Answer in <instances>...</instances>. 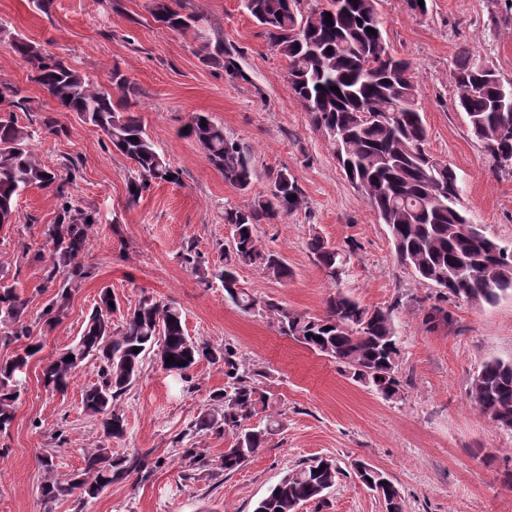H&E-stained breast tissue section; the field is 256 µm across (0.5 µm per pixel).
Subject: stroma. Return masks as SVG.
<instances>
[{"instance_id": "stroma-1", "label": "stroma", "mask_w": 512, "mask_h": 512, "mask_svg": "<svg viewBox=\"0 0 512 512\" xmlns=\"http://www.w3.org/2000/svg\"><path fill=\"white\" fill-rule=\"evenodd\" d=\"M187 7L203 17L212 38L235 51L240 76L204 66L191 35L153 21L150 0H48L42 9L34 0H0V80L17 86L31 106L15 111L20 125H38L51 102L13 50L18 35L94 83L108 85L113 69H120L148 134L181 172L180 183L151 186L132 203L131 165L107 149L97 127L64 114L63 133L34 141L39 160L56 171L66 192L98 215L82 256L89 275L72 289L64 317L52 326L39 315L57 287L47 283L50 261L39 252L59 212L55 193L28 188L16 201V223L0 226V277L17 284L42 344L14 421L0 433V512H253L288 470L317 458L335 459L343 473L325 503L306 504L302 512H383L353 473L358 460L394 482L406 512H512V431L494 428L469 398L485 361H512V298L479 308L418 282L396 261L387 226L346 180L327 138L290 94L285 58L241 0H187ZM378 9L390 49L413 64L429 152L457 172L460 205L470 221L489 238L512 243V176L498 171L470 134L454 106L452 78L457 49L467 45L503 83L512 82V0H430L424 16L407 13L399 0H379ZM195 112L210 113L251 152V192L226 184L201 146L182 135ZM71 162L79 170L74 178ZM282 169L297 178L306 205L258 225L257 235L293 275L280 281L243 266L240 285L307 316L322 314L339 287L363 306L389 311L402 349V387L393 399L354 382L334 359L280 335L272 319L243 312L225 300L223 289L206 287L181 263L190 244L210 267H223L222 246L232 237L225 205L249 206L270 191ZM315 234L350 251L341 281L328 278L310 256L306 243ZM106 288L123 310L148 296L175 304L193 341L232 348L242 363L265 370L261 385L274 394L283 429L244 467L224 473L218 463L232 435L186 433L211 413L212 393L226 384L223 366L199 361L188 386L149 357L119 403L127 434L111 446L122 455L160 460V467L145 480L133 474L113 482L85 502L45 505L38 486L46 462L63 474L80 469L102 431L81 408L85 387L97 380L94 363L63 395L45 390L41 370L79 337ZM436 306L448 312V321L428 322ZM185 447L199 449L208 469L189 470L181 458Z\"/></svg>"}]
</instances>
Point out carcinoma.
Returning <instances> with one entry per match:
<instances>
[{
  "label": "carcinoma",
  "mask_w": 512,
  "mask_h": 512,
  "mask_svg": "<svg viewBox=\"0 0 512 512\" xmlns=\"http://www.w3.org/2000/svg\"><path fill=\"white\" fill-rule=\"evenodd\" d=\"M243 8L263 29L271 46L288 60L287 82L293 97L309 115L311 125L330 141L345 176L367 200L380 223L387 226L400 264L421 282L438 288L476 307L493 306L512 297V247L488 238L477 224L458 208L461 188L448 163L430 155L425 147L427 130L417 102V87L411 62L393 55L385 37L379 0H241ZM331 14L333 24L326 22ZM152 19L180 33H192L199 41V60L227 73L242 76L234 53L224 49L199 25L201 18L186 11L184 0H152ZM376 33L367 32V28ZM14 52L32 68L33 81L53 102V111L70 112L97 127L112 151L132 165L135 177L127 184L130 202L156 183L180 182V172L171 167L127 103H116L112 89L129 88L127 77L115 67L111 86L90 82L63 60L43 53L23 37L15 38ZM470 48H461L453 74L455 106L465 113L472 136L481 142L498 167L512 173V84L505 85ZM339 88L335 93L331 87ZM0 221L16 219L18 196L30 187L54 189L60 200L56 223L48 225L45 246L52 267L47 282L62 274L55 297L42 309L39 319L47 325L59 321L68 305L71 289L87 275L82 263L89 231L96 213L76 205L57 183L56 173L43 165L31 147L42 132L64 131L56 118L45 115L39 130L18 124L10 112L22 108L20 90L0 81ZM185 136L202 147L207 162L233 188L248 192L255 177L251 155L224 133L206 112L193 114L185 124ZM352 169H347V166ZM305 205L297 179L286 169L273 178V188L247 208H224V223L232 241L224 256V268L212 270L205 257L188 245L181 255L201 283L219 282L224 298L245 312L264 311L274 317L279 332L309 349L328 356L348 369L351 378L374 388L390 399L400 392L396 370L401 354L400 339L388 311L369 310L341 290L329 296L325 315L305 316L272 302L261 301L240 287L237 270L253 266L277 280L292 276L288 263L265 248L257 225L284 219ZM308 248L316 263L333 281L346 273L350 255L315 235ZM109 291L90 315L79 339L64 348L42 370L46 390L63 393L89 363L98 365V382L82 397L86 415L98 421L104 440L121 439L127 422L118 401L139 379L144 360L153 353L174 358L170 365L185 371L181 381L192 380L191 371L205 358L224 364L227 386L212 401L220 413L197 419L188 433L231 432L234 445L224 449L220 469L232 473L265 447L281 421L272 394L259 388L264 373L236 359L230 348H213L194 342L186 334L181 308L147 297L127 309L115 324ZM25 304L17 285L0 277V322L10 326L8 339L25 340V348L0 362V433L13 423L15 402L25 390L29 360L41 350L31 325L24 319ZM138 352H133V349ZM74 359L68 360L66 356ZM186 364L181 365L179 361ZM470 399L495 426L512 421V361L489 359L474 375ZM263 420L248 423L257 415ZM77 472L58 474L47 468L39 485L48 504L77 496L94 499L113 481L133 472L148 477L159 461L115 455L107 445L84 454ZM355 475L368 489L382 491L386 512H404L396 485L368 464H354ZM341 470L333 459L304 462L286 473L262 498L254 512H297L303 505L322 503L336 485Z\"/></svg>",
  "instance_id": "carcinoma-1"
}]
</instances>
